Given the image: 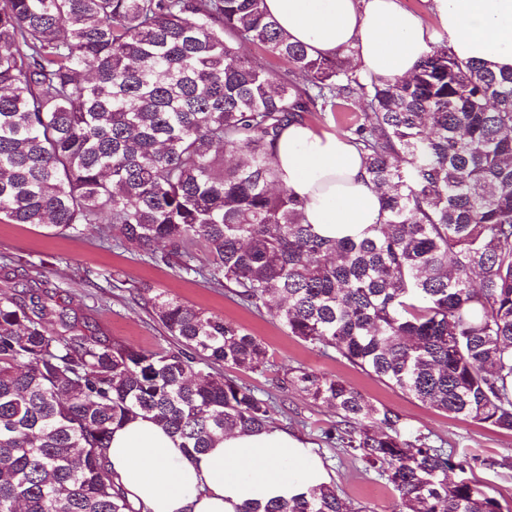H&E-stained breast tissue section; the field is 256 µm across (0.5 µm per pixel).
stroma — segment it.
Instances as JSON below:
<instances>
[{"instance_id":"35a3bbf8","label":"stroma","mask_w":512,"mask_h":512,"mask_svg":"<svg viewBox=\"0 0 512 512\" xmlns=\"http://www.w3.org/2000/svg\"><path fill=\"white\" fill-rule=\"evenodd\" d=\"M115 272L123 275V287H110L108 279ZM25 284L47 291L54 303L73 309L113 342L146 350H167L175 341L145 308L139 297L145 287L245 328L266 346L268 363L260 372L227 367L224 376L273 393V423L311 445L330 475V485L360 512H393L394 491L359 459L324 442V430L337 421L334 410L297 389L278 388L277 380L286 370L302 366L340 379L374 405L397 411L407 434H429L451 452L457 467L449 471V479L475 476L492 494L512 502V432L449 417L335 355L307 347L287 335L270 312H252L224 288L180 276L173 266L152 263L139 249L115 247L112 240L94 233L60 236L46 226L0 223V293H14Z\"/></svg>"}]
</instances>
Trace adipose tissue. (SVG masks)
Masks as SVG:
<instances>
[{
    "instance_id": "1",
    "label": "adipose tissue",
    "mask_w": 512,
    "mask_h": 512,
    "mask_svg": "<svg viewBox=\"0 0 512 512\" xmlns=\"http://www.w3.org/2000/svg\"><path fill=\"white\" fill-rule=\"evenodd\" d=\"M265 7L311 54L351 53L364 74L384 79L411 76L433 39L398 0H265ZM433 10L460 57L512 68V0H433ZM272 156L278 186L304 201V221L319 235L357 239L379 221L383 191L350 136L294 122ZM107 457L115 482L146 512H239L329 481L308 445L274 426L225 433L191 456L179 439L140 417L114 430Z\"/></svg>"
}]
</instances>
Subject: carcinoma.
<instances>
[{
	"label": "carcinoma",
	"mask_w": 512,
	"mask_h": 512,
	"mask_svg": "<svg viewBox=\"0 0 512 512\" xmlns=\"http://www.w3.org/2000/svg\"><path fill=\"white\" fill-rule=\"evenodd\" d=\"M356 102L382 217L326 239L275 188L270 151L289 122ZM0 222L175 258L310 348L512 432V70L445 41L390 81L289 41L264 0H0ZM148 292L173 349L114 344L46 291L0 294V512H142L107 464L112 430L139 415L190 454L269 424L271 396L214 371L262 369L263 343ZM289 386L335 410L325 443L384 477L398 512H504L479 481L448 480L452 455L405 438L397 412L304 367ZM264 512L361 510L322 485Z\"/></svg>",
	"instance_id": "carcinoma-1"
}]
</instances>
